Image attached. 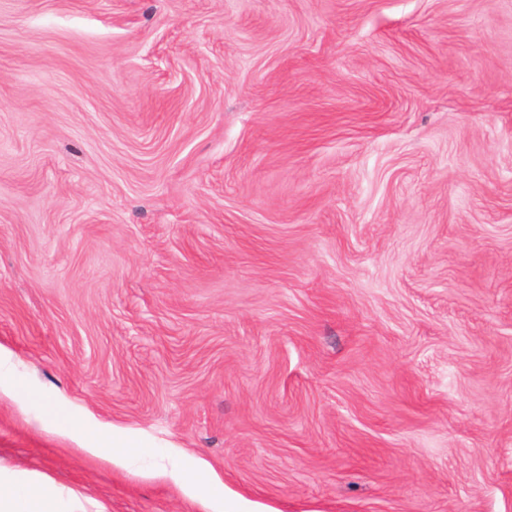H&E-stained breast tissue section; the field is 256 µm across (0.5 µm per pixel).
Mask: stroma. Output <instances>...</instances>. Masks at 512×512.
I'll list each match as a JSON object with an SVG mask.
<instances>
[{"instance_id": "1", "label": "stroma", "mask_w": 512, "mask_h": 512, "mask_svg": "<svg viewBox=\"0 0 512 512\" xmlns=\"http://www.w3.org/2000/svg\"><path fill=\"white\" fill-rule=\"evenodd\" d=\"M0 465L199 512H512V0H0ZM21 386V377L16 373L11 357L0 347V393L16 391ZM37 403L43 407L44 415L54 425L63 427L70 438L78 442L80 449L92 456L101 457L124 467L136 466L140 461L141 446L139 436L125 428L112 426V431H104L89 437L82 423L70 422L65 408L47 405L42 398ZM168 459L170 468L159 464V470L167 474L190 498L202 505V512H268L259 508L254 501L245 498L217 478L205 477L204 471L181 452L163 449L160 453Z\"/></svg>"}]
</instances>
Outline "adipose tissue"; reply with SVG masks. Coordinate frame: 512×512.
Segmentation results:
<instances>
[{"label": "adipose tissue", "instance_id": "1", "mask_svg": "<svg viewBox=\"0 0 512 512\" xmlns=\"http://www.w3.org/2000/svg\"><path fill=\"white\" fill-rule=\"evenodd\" d=\"M44 415L54 425L65 428L82 451L125 467L140 461L138 435L125 428H115L88 436L82 423L70 421L65 408L48 405ZM170 467L168 476L190 498L202 506V512H261L254 501L226 487L220 479L204 476L194 461L181 452L164 449ZM0 512H108L106 505L93 502L84 507L80 495L57 487L45 474L35 471H13L0 467Z\"/></svg>", "mask_w": 512, "mask_h": 512}]
</instances>
